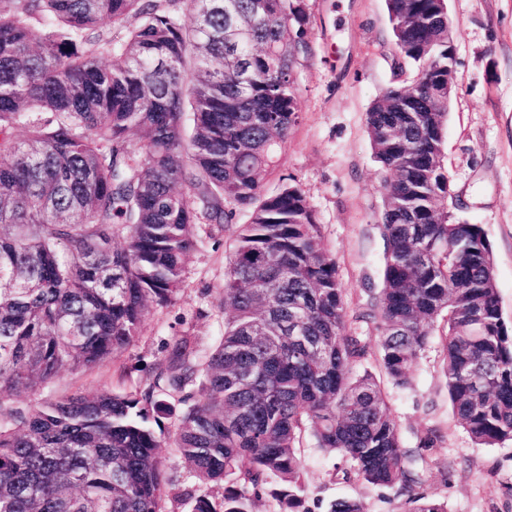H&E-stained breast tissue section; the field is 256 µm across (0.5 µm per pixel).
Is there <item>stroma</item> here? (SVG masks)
<instances>
[{
  "instance_id": "obj_1",
  "label": "stroma",
  "mask_w": 512,
  "mask_h": 512,
  "mask_svg": "<svg viewBox=\"0 0 512 512\" xmlns=\"http://www.w3.org/2000/svg\"><path fill=\"white\" fill-rule=\"evenodd\" d=\"M307 55L294 68L300 118L282 146L268 190L288 182L304 192L321 226L326 250L344 288L348 327L372 352L361 370L381 383L405 447L416 449V493L444 502L448 512H512V443L473 444L458 424L442 365V341L433 335L410 370L411 389L387 380L380 360L376 298L382 287L386 243L380 217L384 176L374 159L366 113L396 78L397 48L385 0H305ZM454 37L456 92L445 128V162L456 204L454 215L483 228L494 253L499 304L512 322V0H448ZM233 248L230 232L202 225L185 258L183 288L175 304L152 307L136 340L114 361L66 371L52 383L8 396L28 409L46 400L145 383L164 360L172 337L197 338L211 352L224 333V271ZM439 447H422L427 433ZM174 488L221 498L223 485L201 483L176 448L158 450ZM303 474L307 512H328L332 501L351 498L365 512H407L395 487L342 479L347 463L305 442Z\"/></svg>"
}]
</instances>
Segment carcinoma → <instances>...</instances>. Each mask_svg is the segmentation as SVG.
Instances as JSON below:
<instances>
[{
  "label": "carcinoma",
  "instance_id": "obj_1",
  "mask_svg": "<svg viewBox=\"0 0 512 512\" xmlns=\"http://www.w3.org/2000/svg\"><path fill=\"white\" fill-rule=\"evenodd\" d=\"M0 0V512H161L166 481L148 426L175 418L184 465L251 512L270 488L301 512V447L352 463L347 478L413 494L370 354L302 190L265 187L299 120L292 70L308 53L305 0ZM193 10L192 24L182 5ZM396 76L366 113L386 180L379 353L393 385L442 324L448 395L472 442L512 441V324L478 224L448 220L446 0H386ZM249 35L229 47L225 29ZM22 129L24 137L15 136ZM249 222L234 223L237 210ZM231 232L224 336L206 356L168 344L152 382L27 411L4 394L103 365L174 302L200 223ZM200 384L206 397L187 389Z\"/></svg>",
  "mask_w": 512,
  "mask_h": 512
}]
</instances>
